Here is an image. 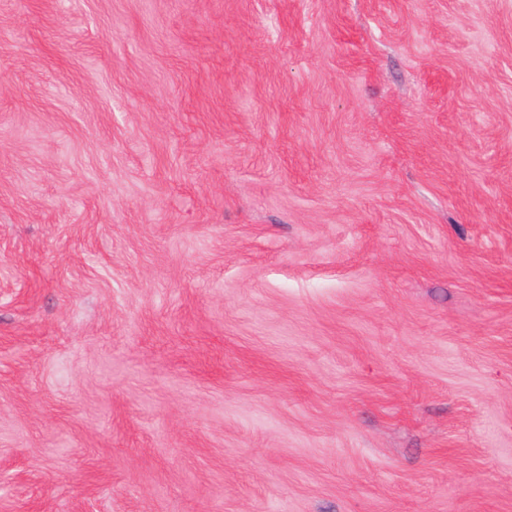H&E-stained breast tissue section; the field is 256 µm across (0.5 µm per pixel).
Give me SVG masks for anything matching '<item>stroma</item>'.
<instances>
[{
    "mask_svg": "<svg viewBox=\"0 0 512 512\" xmlns=\"http://www.w3.org/2000/svg\"><path fill=\"white\" fill-rule=\"evenodd\" d=\"M0 512H512V0H0Z\"/></svg>",
    "mask_w": 512,
    "mask_h": 512,
    "instance_id": "obj_1",
    "label": "stroma"
}]
</instances>
